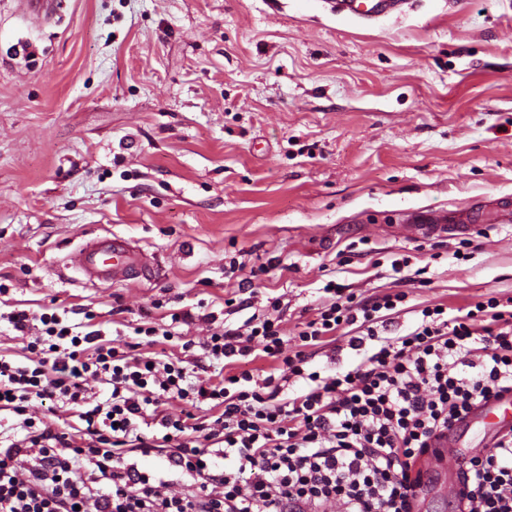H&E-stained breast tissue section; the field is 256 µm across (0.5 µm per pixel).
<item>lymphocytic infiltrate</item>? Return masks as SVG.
<instances>
[{
  "mask_svg": "<svg viewBox=\"0 0 512 512\" xmlns=\"http://www.w3.org/2000/svg\"><path fill=\"white\" fill-rule=\"evenodd\" d=\"M405 299L402 292L338 298L320 309L299 334L304 348L352 325L360 330L352 349L375 345L356 368L327 378L306 372L304 348L289 352L269 319L219 329L203 344L205 357L226 367L243 366L260 343L289 377L305 380L293 394L244 367L195 382L181 362L130 354L101 331H77L56 308L36 317L10 312L13 329L34 338L27 363L0 357V410L13 413L23 433L0 446V512H283L287 504L303 512L332 504L339 512H411L414 467L429 439L476 404L512 392V298H489L452 319L426 307L414 330L381 338L379 312ZM486 311L490 324L476 327V313ZM95 382L110 385L106 402H95ZM33 399L71 411L76 432L36 424L26 415ZM170 400L183 402L180 415L165 412ZM205 403L215 419L195 421ZM189 431L203 445L186 439ZM130 447L173 448L172 465L196 493L167 490L163 476L125 460ZM215 453L229 471L211 474ZM80 464L87 480L71 477ZM459 480L457 512H512V435L465 458Z\"/></svg>",
  "mask_w": 512,
  "mask_h": 512,
  "instance_id": "f902f5d3",
  "label": "lymphocytic infiltrate"
}]
</instances>
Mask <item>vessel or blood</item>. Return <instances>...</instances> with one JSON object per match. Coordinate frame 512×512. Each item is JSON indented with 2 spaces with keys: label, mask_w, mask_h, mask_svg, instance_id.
Here are the masks:
<instances>
[{
  "label": "vessel or blood",
  "mask_w": 512,
  "mask_h": 512,
  "mask_svg": "<svg viewBox=\"0 0 512 512\" xmlns=\"http://www.w3.org/2000/svg\"><path fill=\"white\" fill-rule=\"evenodd\" d=\"M405 3L406 0H332L331 9L336 15L372 23L400 14ZM407 220L424 236L447 233L452 224L462 228L475 221L512 224V201L502 198L466 211L412 213ZM70 262L84 283L92 286L123 285L147 278L150 273L145 256L128 239L114 233L82 244L73 252Z\"/></svg>",
  "instance_id": "vessel-or-blood-1"
}]
</instances>
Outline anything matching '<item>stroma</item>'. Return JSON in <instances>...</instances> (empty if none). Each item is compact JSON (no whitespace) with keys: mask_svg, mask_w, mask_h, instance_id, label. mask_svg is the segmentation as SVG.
Returning a JSON list of instances; mask_svg holds the SVG:
<instances>
[{"mask_svg":"<svg viewBox=\"0 0 512 512\" xmlns=\"http://www.w3.org/2000/svg\"><path fill=\"white\" fill-rule=\"evenodd\" d=\"M507 196L512 0H409L371 24L326 0H66L41 22L0 0V353L15 362L16 308L69 309L137 355L196 361L202 381L218 366L135 327L199 345L269 317L293 347L330 283L406 293L401 334L427 306L465 315L512 297V224L423 238L405 216ZM108 232L157 274L91 287L65 270ZM307 354L323 377L363 358L341 334ZM169 454L127 459L192 492Z\"/></svg>","mask_w":512,"mask_h":512,"instance_id":"1","label":"stroma"}]
</instances>
